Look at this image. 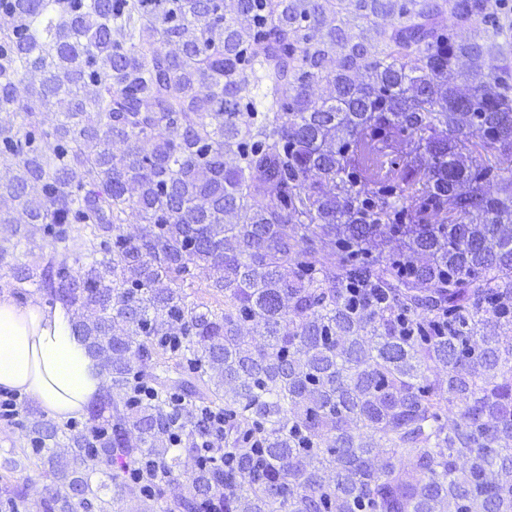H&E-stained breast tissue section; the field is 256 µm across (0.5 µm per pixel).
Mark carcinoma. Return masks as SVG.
I'll return each mask as SVG.
<instances>
[{
    "label": "carcinoma",
    "mask_w": 512,
    "mask_h": 512,
    "mask_svg": "<svg viewBox=\"0 0 512 512\" xmlns=\"http://www.w3.org/2000/svg\"><path fill=\"white\" fill-rule=\"evenodd\" d=\"M0 14V230L31 255L1 246L0 270L65 304L109 378L84 430L30 422L6 512L32 465L39 512H512L500 0ZM372 144L404 145L398 179L369 175ZM14 480L27 486L29 498L27 512H39L36 504L41 497L43 485L46 483V479L42 472L36 469H27L22 472L15 473Z\"/></svg>",
    "instance_id": "cac0c4a2"
}]
</instances>
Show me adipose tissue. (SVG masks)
I'll return each mask as SVG.
<instances>
[{
  "label": "adipose tissue",
  "mask_w": 512,
  "mask_h": 512,
  "mask_svg": "<svg viewBox=\"0 0 512 512\" xmlns=\"http://www.w3.org/2000/svg\"><path fill=\"white\" fill-rule=\"evenodd\" d=\"M104 384L66 306L0 294V389L31 397L49 418L65 422L85 414Z\"/></svg>",
  "instance_id": "adipose-tissue-1"
}]
</instances>
